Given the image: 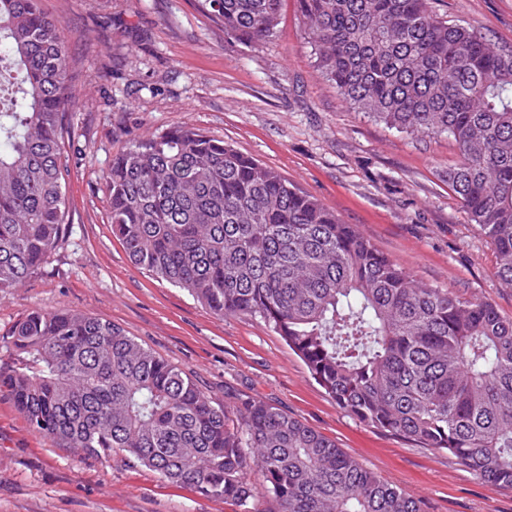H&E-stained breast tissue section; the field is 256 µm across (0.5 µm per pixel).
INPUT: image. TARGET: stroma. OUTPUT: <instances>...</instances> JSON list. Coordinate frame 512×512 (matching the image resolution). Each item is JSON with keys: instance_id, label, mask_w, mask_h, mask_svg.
I'll use <instances>...</instances> for the list:
<instances>
[{"instance_id": "stroma-1", "label": "stroma", "mask_w": 512, "mask_h": 512, "mask_svg": "<svg viewBox=\"0 0 512 512\" xmlns=\"http://www.w3.org/2000/svg\"><path fill=\"white\" fill-rule=\"evenodd\" d=\"M434 10L512 46V0H433ZM69 41L65 159L69 225L24 284L0 294V364L35 310H77L121 326L215 402L264 400L422 502L423 512H512V490L342 409L260 319L221 318L136 268L112 233L105 176L115 155L174 126L271 167L427 286L491 302L512 319V287L445 173L448 136L391 129L353 109L321 74L298 0L275 35L243 45L199 0H41ZM0 512H238L120 453L84 458L32 431L0 394Z\"/></svg>"}]
</instances>
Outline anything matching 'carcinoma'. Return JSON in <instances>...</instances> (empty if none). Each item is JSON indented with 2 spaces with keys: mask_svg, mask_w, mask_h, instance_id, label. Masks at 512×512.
I'll list each match as a JSON object with an SVG mask.
<instances>
[{
  "mask_svg": "<svg viewBox=\"0 0 512 512\" xmlns=\"http://www.w3.org/2000/svg\"><path fill=\"white\" fill-rule=\"evenodd\" d=\"M39 2L0 0V294L69 224L67 38ZM201 2L244 45L275 34L281 0ZM299 2L319 68L353 108L454 140L448 187L512 286V47L430 0ZM106 182L134 266L221 318L260 319L349 414L512 489V320L492 303L420 284L278 171L192 128L135 144ZM10 349L0 394L64 448L119 449L240 512H422L335 441L261 399L214 402L109 321L35 310Z\"/></svg>",
  "mask_w": 512,
  "mask_h": 512,
  "instance_id": "carcinoma-1",
  "label": "carcinoma"
}]
</instances>
